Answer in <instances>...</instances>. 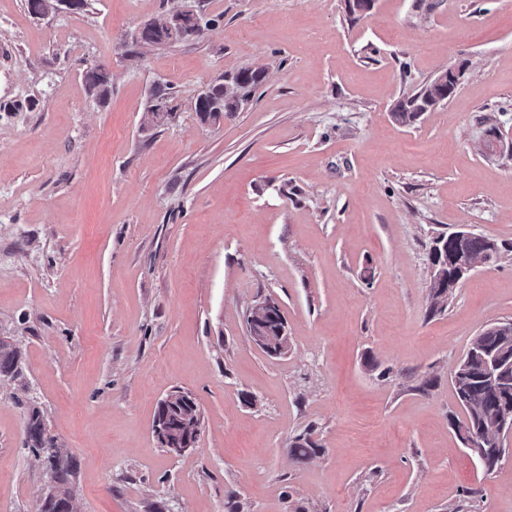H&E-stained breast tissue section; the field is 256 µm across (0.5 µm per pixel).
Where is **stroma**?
Wrapping results in <instances>:
<instances>
[{
  "label": "stroma",
  "mask_w": 512,
  "mask_h": 512,
  "mask_svg": "<svg viewBox=\"0 0 512 512\" xmlns=\"http://www.w3.org/2000/svg\"><path fill=\"white\" fill-rule=\"evenodd\" d=\"M86 2L0 0V339L23 370L0 379V512H37L49 479L21 446L30 406L76 459L80 512H512V438L489 471L451 426L472 338L512 320V259L428 313L438 233L512 241V0H375L356 21L345 0ZM181 9L214 24L131 48ZM249 65L268 70L252 103L201 122V88ZM456 67L453 97L394 121ZM158 84L177 110L150 128ZM267 297L284 355L247 333ZM174 390L201 416L177 457L152 433ZM88 92L100 103L107 101L112 93V79L107 71L91 70L85 74ZM441 73H448L444 70ZM419 87L411 94L400 98L392 110V116L395 122L402 126L414 124L425 113L440 105L437 103V97L442 95L446 86L437 84V77ZM428 105V107H425ZM166 99L172 101L174 99L173 92L170 87H162L158 86L151 97L150 105H148L144 111V119L143 126H158L165 122L168 119V116L171 115V112H165L167 110V105L163 104L164 112H158L155 109L154 100Z\"/></svg>",
  "instance_id": "1"
}]
</instances>
